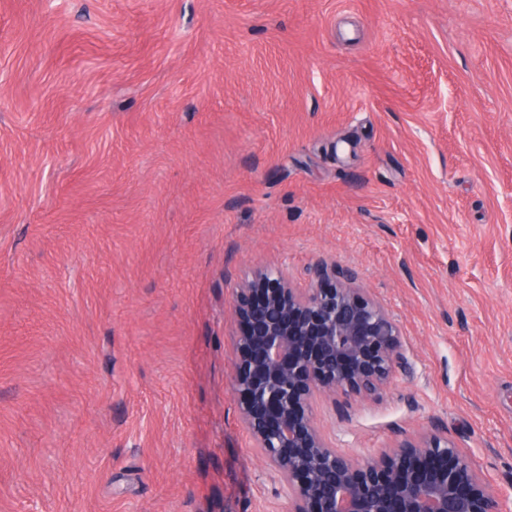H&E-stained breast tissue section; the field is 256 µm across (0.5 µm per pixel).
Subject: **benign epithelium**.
Returning a JSON list of instances; mask_svg holds the SVG:
<instances>
[{"mask_svg":"<svg viewBox=\"0 0 512 512\" xmlns=\"http://www.w3.org/2000/svg\"><path fill=\"white\" fill-rule=\"evenodd\" d=\"M357 280L355 270L322 259L302 288L265 267L236 296L245 329L232 387L291 512H512L438 423L370 455L342 451L323 434L316 398L371 400L411 368L395 320Z\"/></svg>","mask_w":512,"mask_h":512,"instance_id":"1","label":"benign epithelium"}]
</instances>
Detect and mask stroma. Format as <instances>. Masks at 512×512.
Returning a JSON list of instances; mask_svg holds the SVG:
<instances>
[{"label": "stroma", "instance_id": "obj_1", "mask_svg": "<svg viewBox=\"0 0 512 512\" xmlns=\"http://www.w3.org/2000/svg\"><path fill=\"white\" fill-rule=\"evenodd\" d=\"M354 269L512 494V0H0V512H288L240 422L234 298Z\"/></svg>", "mask_w": 512, "mask_h": 512}]
</instances>
